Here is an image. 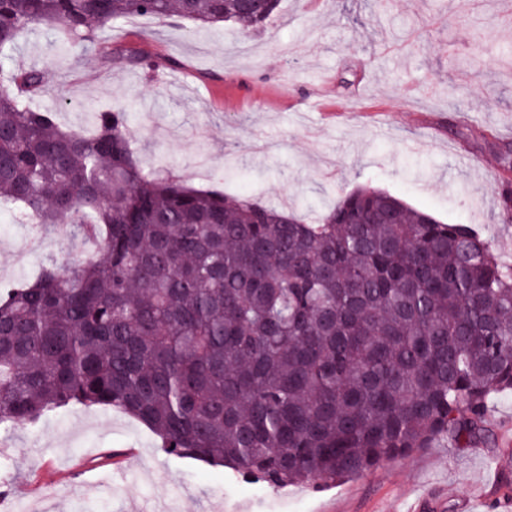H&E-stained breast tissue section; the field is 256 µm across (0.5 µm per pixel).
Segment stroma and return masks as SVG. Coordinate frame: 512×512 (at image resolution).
<instances>
[{"mask_svg":"<svg viewBox=\"0 0 512 512\" xmlns=\"http://www.w3.org/2000/svg\"><path fill=\"white\" fill-rule=\"evenodd\" d=\"M110 52L58 51L52 30L22 34L16 64L42 72L36 103L90 130V109L128 108L143 165L317 221L360 186L443 222L469 224L512 264L498 220L502 145H512V0H282L265 34L205 33L135 16L102 32ZM129 54L162 58L159 74ZM486 90L468 95L473 82ZM0 212V276L37 277L82 251ZM476 448L433 442L310 491L175 459L134 418L69 407L34 427L0 428V487L34 512H512V393Z\"/></svg>","mask_w":512,"mask_h":512,"instance_id":"stroma-1","label":"stroma"}]
</instances>
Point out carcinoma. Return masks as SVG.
Returning a JSON list of instances; mask_svg holds the SVG:
<instances>
[{
    "label": "carcinoma",
    "instance_id": "1",
    "mask_svg": "<svg viewBox=\"0 0 512 512\" xmlns=\"http://www.w3.org/2000/svg\"><path fill=\"white\" fill-rule=\"evenodd\" d=\"M281 0H0V210L87 248L0 283V426L99 406L163 451L273 487L491 436L512 392V264L468 224L358 187L315 224L145 171L124 108L85 133L31 101L35 25L99 48L133 15L265 31Z\"/></svg>",
    "mask_w": 512,
    "mask_h": 512
}]
</instances>
